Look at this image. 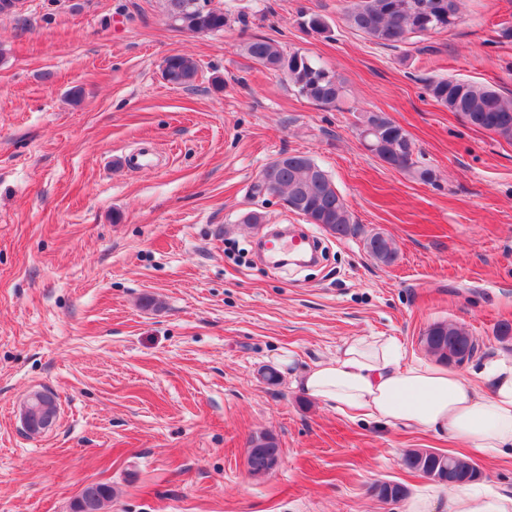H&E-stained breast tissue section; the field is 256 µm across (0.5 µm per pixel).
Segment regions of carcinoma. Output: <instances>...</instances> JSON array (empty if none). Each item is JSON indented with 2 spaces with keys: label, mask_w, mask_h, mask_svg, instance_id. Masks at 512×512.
Masks as SVG:
<instances>
[{
  "label": "carcinoma",
  "mask_w": 512,
  "mask_h": 512,
  "mask_svg": "<svg viewBox=\"0 0 512 512\" xmlns=\"http://www.w3.org/2000/svg\"><path fill=\"white\" fill-rule=\"evenodd\" d=\"M441 13L442 32L456 26L461 0H427ZM168 15L180 28L193 32H219L228 25L224 12L216 9L203 11L198 0H167ZM303 27L308 33L324 36L330 27L323 16L305 13ZM347 23L364 33L378 45L396 47L408 39L423 34L426 23L423 16L411 6V0H350L346 11ZM246 54L267 70L281 75L297 92L328 111L338 110L346 96L344 80L315 59L299 52L287 53L273 39L257 36L246 42ZM197 67L182 55H171L165 60L162 76L167 82L187 86L196 77ZM425 94L450 112L461 114L474 127L512 141V96L499 90L466 80L430 78L424 82ZM360 125L375 131L374 139L380 145V156L395 160L402 158L399 170L413 179L433 184L434 171L413 159L414 144L408 133L385 114L367 111L361 115ZM277 184V190L290 198L301 196L302 206L297 213L311 215L336 237L355 233L352 215L344 198L337 191L328 172L313 158L301 153L270 161L253 183L255 196H267L266 180ZM369 255L378 263L390 265L397 256L393 239L372 235L365 241ZM466 335L453 323L431 325L423 338L427 350L439 361L450 363L454 341ZM282 449L276 438L261 433L250 439L246 453L248 471L264 476L280 462ZM407 469L448 488L470 484L480 479L478 466L471 460L445 453L426 454L422 449L408 451L403 457ZM407 491L399 483L383 485L376 496L383 501L397 502Z\"/></svg>",
  "instance_id": "obj_1"
}]
</instances>
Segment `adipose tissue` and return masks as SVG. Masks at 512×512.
Here are the masks:
<instances>
[{
    "label": "adipose tissue",
    "instance_id": "obj_1",
    "mask_svg": "<svg viewBox=\"0 0 512 512\" xmlns=\"http://www.w3.org/2000/svg\"><path fill=\"white\" fill-rule=\"evenodd\" d=\"M480 375L490 395L451 369L405 364L394 337L358 336L300 376L298 386L343 414L441 431L494 453L512 446V364L491 362Z\"/></svg>",
    "mask_w": 512,
    "mask_h": 512
}]
</instances>
